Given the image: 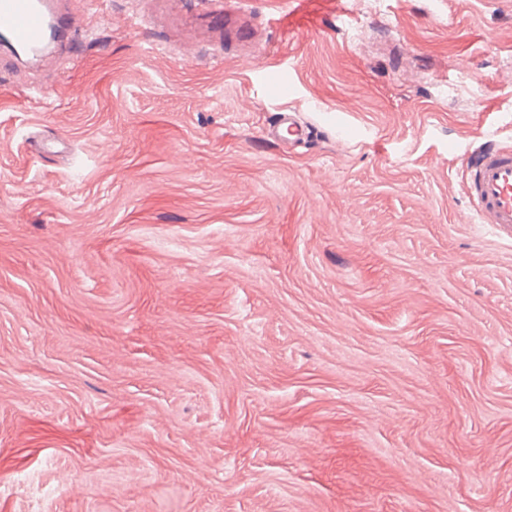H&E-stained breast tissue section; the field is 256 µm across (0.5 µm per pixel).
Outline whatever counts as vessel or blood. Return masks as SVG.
Returning a JSON list of instances; mask_svg holds the SVG:
<instances>
[{"instance_id": "obj_1", "label": "vessel or blood", "mask_w": 512, "mask_h": 512, "mask_svg": "<svg viewBox=\"0 0 512 512\" xmlns=\"http://www.w3.org/2000/svg\"><path fill=\"white\" fill-rule=\"evenodd\" d=\"M151 12L135 14L133 26L156 28L158 23L182 29L216 43L236 39L241 46L257 42L261 34L251 24V12L243 7H224L212 0L207 14L193 17L183 13L180 0H147ZM89 0H0V41L10 48L17 64H39L44 52L64 64L72 63L71 39L75 30H86L92 16ZM309 132L296 111L284 108L265 138L288 149L304 140ZM471 209L481 224L512 233V150L488 141L467 157Z\"/></svg>"}]
</instances>
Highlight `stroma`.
Here are the masks:
<instances>
[{
    "instance_id": "obj_1",
    "label": "stroma",
    "mask_w": 512,
    "mask_h": 512,
    "mask_svg": "<svg viewBox=\"0 0 512 512\" xmlns=\"http://www.w3.org/2000/svg\"><path fill=\"white\" fill-rule=\"evenodd\" d=\"M130 7L0 68V512H512V0H311L288 96ZM309 129L308 124L299 119L296 111L285 107L279 111L276 123L263 130V135L290 152L291 147L304 140ZM471 209L478 224L512 235V150L488 141L467 156Z\"/></svg>"
}]
</instances>
